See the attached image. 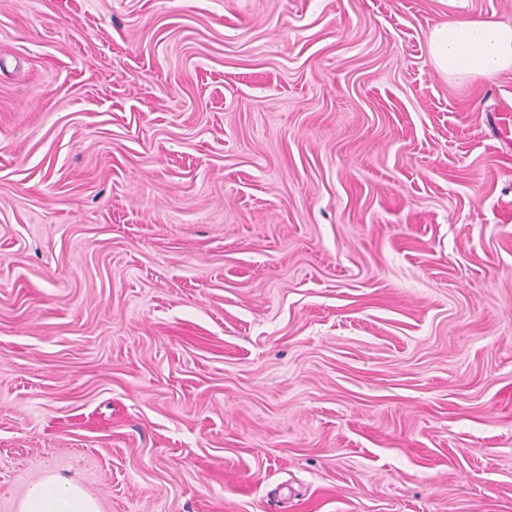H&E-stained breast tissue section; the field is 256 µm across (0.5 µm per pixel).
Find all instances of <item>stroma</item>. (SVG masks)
Masks as SVG:
<instances>
[{
  "label": "stroma",
  "mask_w": 512,
  "mask_h": 512,
  "mask_svg": "<svg viewBox=\"0 0 512 512\" xmlns=\"http://www.w3.org/2000/svg\"><path fill=\"white\" fill-rule=\"evenodd\" d=\"M512 0H0V512H512ZM428 53L448 81L491 78L512 68V26L491 19H447L430 36ZM17 512H101L97 498L80 484L48 472L29 485Z\"/></svg>",
  "instance_id": "1"
}]
</instances>
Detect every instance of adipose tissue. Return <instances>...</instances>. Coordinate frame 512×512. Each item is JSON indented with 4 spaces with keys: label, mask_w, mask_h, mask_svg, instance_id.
<instances>
[{
    "label": "adipose tissue",
    "mask_w": 512,
    "mask_h": 512,
    "mask_svg": "<svg viewBox=\"0 0 512 512\" xmlns=\"http://www.w3.org/2000/svg\"><path fill=\"white\" fill-rule=\"evenodd\" d=\"M436 70L448 81L466 83L512 68V26L491 19H447L428 44ZM17 512H101L97 498L80 484L49 472L29 485Z\"/></svg>",
    "instance_id": "ef3b65f1"
}]
</instances>
